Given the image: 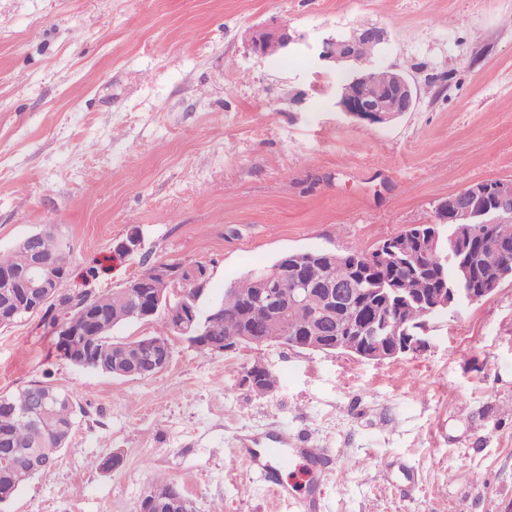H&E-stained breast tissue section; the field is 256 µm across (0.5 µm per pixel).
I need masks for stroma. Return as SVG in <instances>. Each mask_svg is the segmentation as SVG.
Returning a JSON list of instances; mask_svg holds the SVG:
<instances>
[{"instance_id": "35a3bbf8", "label": "stroma", "mask_w": 512, "mask_h": 512, "mask_svg": "<svg viewBox=\"0 0 512 512\" xmlns=\"http://www.w3.org/2000/svg\"><path fill=\"white\" fill-rule=\"evenodd\" d=\"M271 23L303 44L253 55ZM363 26L387 32L363 66L319 62ZM364 67L404 73L414 109L341 112ZM493 179L512 180V0H0V250L56 225L68 291L121 288L146 256L207 263L216 299L289 251H372ZM134 228L141 256L115 258ZM428 336L382 362L175 337L165 369L120 379L69 364L28 316L0 328V395L47 381L81 412L53 474L0 512H138L159 479L195 512H288L233 454L274 432L326 449L322 477L287 468L320 512H512V281ZM257 361L265 397L243 382ZM271 375L273 374L271 373ZM271 375L270 371L264 364L260 362H254L253 365L246 371L244 378L246 379L247 376H253L256 387L252 388L251 386L252 377H248L245 381V384L250 386L255 394L267 395L270 392H265V390L271 388L275 383V380L273 379L274 375Z\"/></svg>"}]
</instances>
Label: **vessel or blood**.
Segmentation results:
<instances>
[{
	"label": "vessel or blood",
	"instance_id": "vessel-or-blood-1",
	"mask_svg": "<svg viewBox=\"0 0 512 512\" xmlns=\"http://www.w3.org/2000/svg\"><path fill=\"white\" fill-rule=\"evenodd\" d=\"M235 454L264 478L268 488L279 499L294 501L297 512H315L316 502L310 498L294 500L291 490L277 481L276 472L278 465L287 464L289 459L295 457L303 459L309 466H317L323 456L322 449L307 448L293 440L273 437L261 449L239 448Z\"/></svg>",
	"mask_w": 512,
	"mask_h": 512
}]
</instances>
